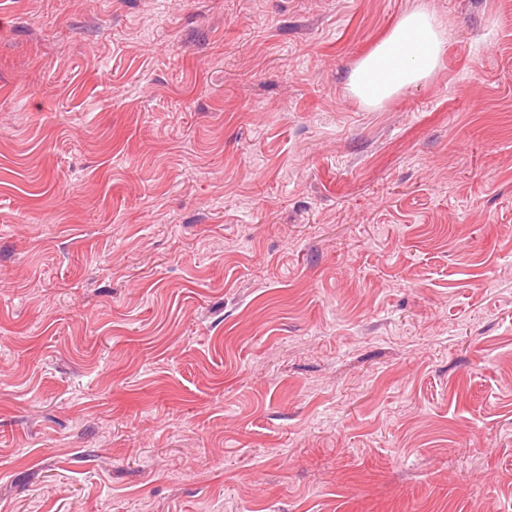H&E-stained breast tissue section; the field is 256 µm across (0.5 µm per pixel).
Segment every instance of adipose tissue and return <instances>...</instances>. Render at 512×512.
I'll return each mask as SVG.
<instances>
[{"label": "adipose tissue", "instance_id": "adipose-tissue-1", "mask_svg": "<svg viewBox=\"0 0 512 512\" xmlns=\"http://www.w3.org/2000/svg\"><path fill=\"white\" fill-rule=\"evenodd\" d=\"M446 31L435 12L418 6L405 13L349 77V90L366 107L382 105L421 82L435 67Z\"/></svg>", "mask_w": 512, "mask_h": 512}]
</instances>
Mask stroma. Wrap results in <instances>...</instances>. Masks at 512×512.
Returning a JSON list of instances; mask_svg holds the SVG:
<instances>
[{"mask_svg":"<svg viewBox=\"0 0 512 512\" xmlns=\"http://www.w3.org/2000/svg\"><path fill=\"white\" fill-rule=\"evenodd\" d=\"M0 512H512V0H0ZM446 31L434 11L421 5L405 13L349 77V91L368 108L417 85L435 67Z\"/></svg>","mask_w":512,"mask_h":512,"instance_id":"stroma-1","label":"stroma"}]
</instances>
